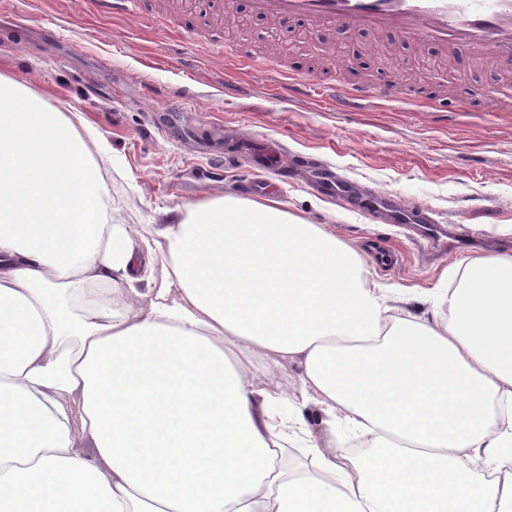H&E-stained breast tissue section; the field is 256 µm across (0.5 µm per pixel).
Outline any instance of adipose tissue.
Returning <instances> with one entry per match:
<instances>
[{
  "instance_id": "obj_1",
  "label": "adipose tissue",
  "mask_w": 512,
  "mask_h": 512,
  "mask_svg": "<svg viewBox=\"0 0 512 512\" xmlns=\"http://www.w3.org/2000/svg\"><path fill=\"white\" fill-rule=\"evenodd\" d=\"M94 139L0 73V512H512V256L389 291L325 225L232 195L135 238ZM291 360L294 394L248 376Z\"/></svg>"
}]
</instances>
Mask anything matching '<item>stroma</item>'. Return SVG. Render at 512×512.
Listing matches in <instances>:
<instances>
[{"instance_id": "stroma-1", "label": "stroma", "mask_w": 512, "mask_h": 512, "mask_svg": "<svg viewBox=\"0 0 512 512\" xmlns=\"http://www.w3.org/2000/svg\"><path fill=\"white\" fill-rule=\"evenodd\" d=\"M147 3L124 17L98 15L91 0H0V71L81 113L107 141L112 162L103 176L132 233L204 196L271 194L363 257L391 252V264L369 266L371 280L391 288H446L444 271L461 259L512 249V234L502 232L512 225V75L458 56L440 89L432 74L441 50H414L393 33L329 36L334 58L319 64L298 48V23L254 18L231 0H175L158 21L157 0ZM210 29L238 56L214 52L203 38ZM347 65L357 75L392 76V98L345 110L326 96L288 91L275 75L318 66L333 78ZM463 82L493 88L503 111L460 101ZM432 88L447 111L411 106L413 94ZM266 145L279 146L290 167H267L259 154ZM313 163L428 209L470 247L428 255L402 225L320 191L307 171Z\"/></svg>"}]
</instances>
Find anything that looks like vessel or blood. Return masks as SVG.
Wrapping results in <instances>:
<instances>
[{"label":"vessel or blood","instance_id":"obj_1","mask_svg":"<svg viewBox=\"0 0 512 512\" xmlns=\"http://www.w3.org/2000/svg\"><path fill=\"white\" fill-rule=\"evenodd\" d=\"M247 7L266 19L284 15L296 18L314 33L339 26L393 31L413 46L432 44L512 70V0H247ZM287 80L292 89L338 90L340 104L349 109L381 101L391 88L383 78L336 83L309 72L288 75ZM356 205L373 214L388 210L394 222L408 225L435 250L464 244L424 208L404 207L386 195L363 197Z\"/></svg>","mask_w":512,"mask_h":512}]
</instances>
